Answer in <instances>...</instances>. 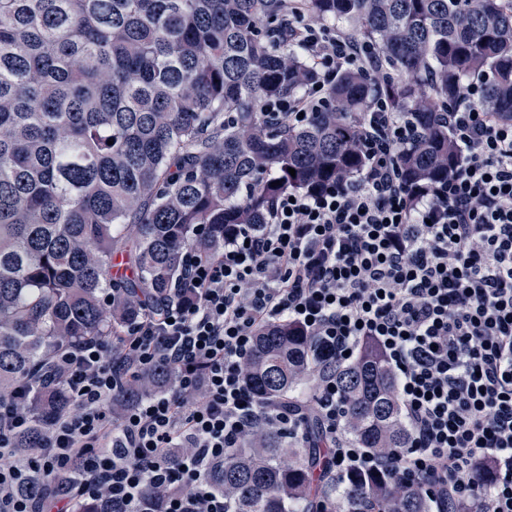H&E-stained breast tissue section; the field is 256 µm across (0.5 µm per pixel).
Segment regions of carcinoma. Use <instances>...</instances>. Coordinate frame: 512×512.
Instances as JSON below:
<instances>
[{"label": "carcinoma", "mask_w": 512, "mask_h": 512, "mask_svg": "<svg viewBox=\"0 0 512 512\" xmlns=\"http://www.w3.org/2000/svg\"><path fill=\"white\" fill-rule=\"evenodd\" d=\"M302 10L358 23L380 69L338 71L320 111L294 125L263 111L319 79L304 45L283 34L287 0H0V393L54 348L110 336L158 307L186 249H222L236 226L266 223L280 194L358 175L375 96L416 129L397 150L411 183L448 178L456 149L444 109L467 80L491 75L483 105L512 119V0H304ZM312 367L308 341L280 324L259 330L243 376L260 402L290 406ZM171 377L159 365L122 398ZM336 383L359 447H406L377 349ZM70 405L43 384L37 426L19 447H40ZM286 439L260 429L211 464L206 478L232 512H431L387 471L336 495L322 482L326 440L314 422L288 450ZM50 482L66 490V477L33 472L20 491L39 495Z\"/></svg>", "instance_id": "carcinoma-1"}]
</instances>
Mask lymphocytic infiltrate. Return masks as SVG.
<instances>
[{
  "label": "lymphocytic infiltrate",
  "mask_w": 512,
  "mask_h": 512,
  "mask_svg": "<svg viewBox=\"0 0 512 512\" xmlns=\"http://www.w3.org/2000/svg\"><path fill=\"white\" fill-rule=\"evenodd\" d=\"M300 37L322 82L264 105L293 123L319 110L338 69L373 68L355 38L311 21ZM488 82L470 81L446 110L458 149L447 180L403 181L396 150L414 130L376 100L358 177L279 195L266 224L236 228L220 250H187L162 308L58 348L45 377L73 404L28 455L16 440L33 424L36 384L1 393L0 512H75L96 498L113 512H229L209 463L260 427L296 435L310 415L330 440L328 484L388 468L435 512H512V122L482 106ZM282 322L310 340L307 410L260 405L243 378L257 330ZM368 343L394 374L409 434L393 454L344 429L336 372ZM159 364L172 381L115 408ZM33 469L69 475L67 492L19 493ZM151 489L164 498L148 500Z\"/></svg>",
  "instance_id": "1"
}]
</instances>
